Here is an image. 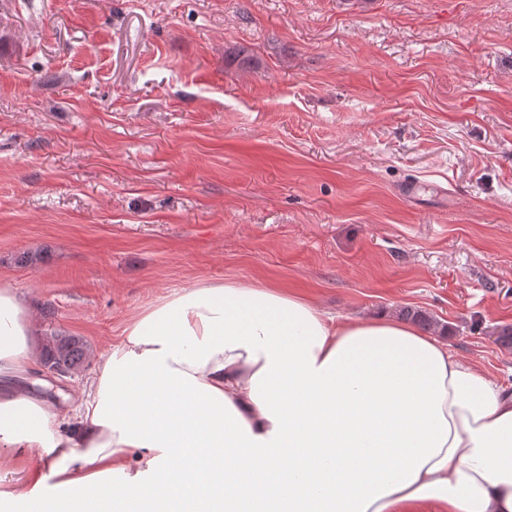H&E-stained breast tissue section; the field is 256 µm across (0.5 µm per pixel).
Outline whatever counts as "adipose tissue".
<instances>
[{
	"mask_svg": "<svg viewBox=\"0 0 512 512\" xmlns=\"http://www.w3.org/2000/svg\"><path fill=\"white\" fill-rule=\"evenodd\" d=\"M0 287V502L38 512H512V392L433 336L272 284L199 282L128 321L77 398L32 382ZM126 473L119 486L104 474Z\"/></svg>",
	"mask_w": 512,
	"mask_h": 512,
	"instance_id": "ef3b65f1",
	"label": "adipose tissue"
}]
</instances>
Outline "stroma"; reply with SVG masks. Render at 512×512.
Here are the masks:
<instances>
[{"instance_id":"obj_1","label":"stroma","mask_w":512,"mask_h":512,"mask_svg":"<svg viewBox=\"0 0 512 512\" xmlns=\"http://www.w3.org/2000/svg\"><path fill=\"white\" fill-rule=\"evenodd\" d=\"M228 280L424 310L512 390V0H0V287L87 344L66 392Z\"/></svg>"}]
</instances>
